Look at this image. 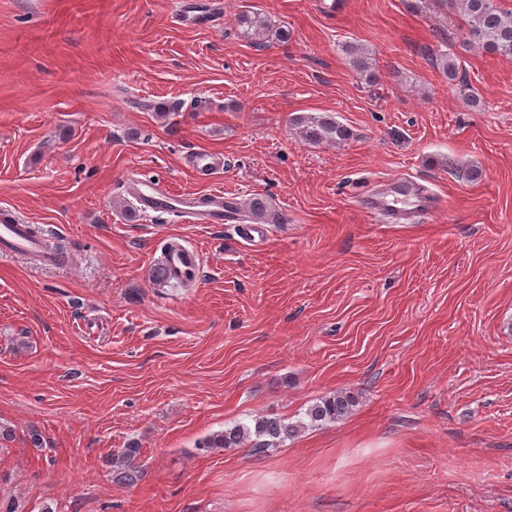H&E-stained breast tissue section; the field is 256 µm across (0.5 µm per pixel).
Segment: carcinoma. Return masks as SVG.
Instances as JSON below:
<instances>
[{"instance_id": "cac0c4a2", "label": "carcinoma", "mask_w": 512, "mask_h": 512, "mask_svg": "<svg viewBox=\"0 0 512 512\" xmlns=\"http://www.w3.org/2000/svg\"><path fill=\"white\" fill-rule=\"evenodd\" d=\"M437 9L457 11L467 17L472 42L484 53L512 55V12L501 9L495 0H430ZM242 37L261 48L272 40L287 42L288 29L275 28L260 13L246 10L238 16ZM351 68L369 83L377 75L371 59L358 47L343 46ZM303 137L311 143L340 144L352 137V131L336 121L330 114H307L294 118ZM356 397L344 391H336L318 398L309 405L304 418L290 422L277 416H257L249 424L238 423L206 436L201 448H245L254 453H265L278 448L301 431L337 423L348 417L356 407ZM140 449L124 448L112 455L114 478L123 484L138 482L143 472L136 464Z\"/></svg>"}]
</instances>
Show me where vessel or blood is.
Wrapping results in <instances>:
<instances>
[{"mask_svg":"<svg viewBox=\"0 0 512 512\" xmlns=\"http://www.w3.org/2000/svg\"><path fill=\"white\" fill-rule=\"evenodd\" d=\"M189 165L195 178L209 182L222 169V156L207 150H198L189 157ZM132 192L139 210L145 214H164L182 210L190 214L197 224H222L234 218L239 207L234 192L211 189L199 193H177L149 179L138 181ZM436 204L429 194L410 180L392 184L390 190L372 202V214L396 222L411 213L425 215L435 211ZM40 249L38 240L29 233V227L17 219L8 209L0 210V255L35 253ZM202 267V255L193 245H177L169 251L166 260L168 275L185 279L196 277Z\"/></svg>","mask_w":512,"mask_h":512,"instance_id":"1","label":"vessel or blood"}]
</instances>
